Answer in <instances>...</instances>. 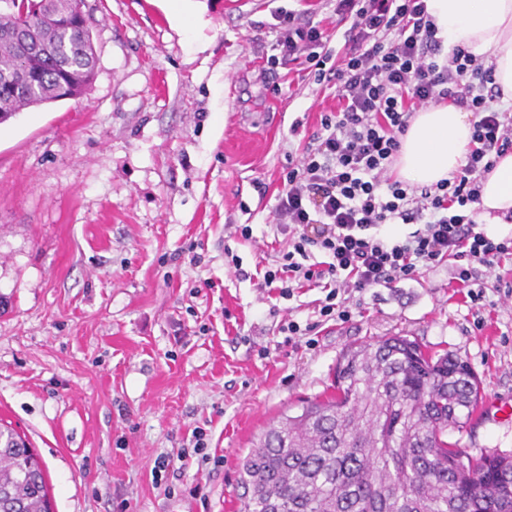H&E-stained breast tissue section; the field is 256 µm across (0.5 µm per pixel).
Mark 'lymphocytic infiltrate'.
<instances>
[{
  "instance_id": "1",
  "label": "lymphocytic infiltrate",
  "mask_w": 512,
  "mask_h": 512,
  "mask_svg": "<svg viewBox=\"0 0 512 512\" xmlns=\"http://www.w3.org/2000/svg\"><path fill=\"white\" fill-rule=\"evenodd\" d=\"M335 12L345 37L338 54L304 13H273L282 64L308 65L316 81L335 87L339 108L288 166L273 219L288 247L264 267L261 287L285 298L315 284L326 291L320 316L345 320L349 292L389 288L453 259L456 283L480 300L475 265L512 259V232L491 234L473 219L482 179L512 151L493 67L459 47L443 54L426 0H336ZM443 100L477 116L461 171L432 186L395 179L413 113ZM398 219L422 226L399 240L382 236ZM315 249L323 260L311 261Z\"/></svg>"
}]
</instances>
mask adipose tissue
Here are the masks:
<instances>
[{
    "instance_id": "adipose-tissue-1",
    "label": "adipose tissue",
    "mask_w": 512,
    "mask_h": 512,
    "mask_svg": "<svg viewBox=\"0 0 512 512\" xmlns=\"http://www.w3.org/2000/svg\"><path fill=\"white\" fill-rule=\"evenodd\" d=\"M445 46L461 47L494 65L503 101L512 100V0H427ZM471 113L452 104L422 109L400 138L398 174L411 184L430 186L452 177L464 163L471 141ZM480 223L504 225L512 213V154L500 158L482 181Z\"/></svg>"
}]
</instances>
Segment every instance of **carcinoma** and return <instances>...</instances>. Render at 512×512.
I'll return each instance as SVG.
<instances>
[{
    "mask_svg": "<svg viewBox=\"0 0 512 512\" xmlns=\"http://www.w3.org/2000/svg\"><path fill=\"white\" fill-rule=\"evenodd\" d=\"M79 0H0V121L87 84L96 55ZM470 367L395 336L348 348L336 395L270 424L238 464L239 512H512V456L444 439L478 402ZM0 512H51L43 466L0 428Z\"/></svg>",
    "mask_w": 512,
    "mask_h": 512,
    "instance_id": "1",
    "label": "carcinoma"
}]
</instances>
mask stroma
<instances>
[{
  "mask_svg": "<svg viewBox=\"0 0 512 512\" xmlns=\"http://www.w3.org/2000/svg\"><path fill=\"white\" fill-rule=\"evenodd\" d=\"M184 8L188 27L162 0H84L83 96L0 124V425L42 461L52 512H239V458L332 395L348 347L389 336L465 361L486 410L448 440L512 455L491 406L512 404V296L470 301L447 263L351 292V318L324 322L323 289L257 285L287 247L272 210L289 162L337 104L302 66H268L272 14L307 12L335 51L334 0ZM287 319L314 324V346ZM198 427L205 456H182Z\"/></svg>",
  "mask_w": 512,
  "mask_h": 512,
  "instance_id": "stroma-1",
  "label": "stroma"
}]
</instances>
